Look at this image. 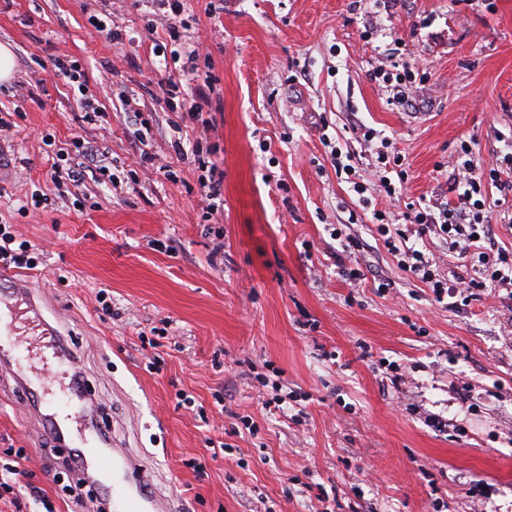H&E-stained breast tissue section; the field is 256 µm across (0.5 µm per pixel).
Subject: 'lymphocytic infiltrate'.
<instances>
[{"mask_svg":"<svg viewBox=\"0 0 512 512\" xmlns=\"http://www.w3.org/2000/svg\"><path fill=\"white\" fill-rule=\"evenodd\" d=\"M359 139L365 152L374 157L378 168V192L388 206L374 210L378 232L385 247L400 257L401 269L431 288L435 301L448 296L472 297L475 290L491 288L512 297V251L500 249L485 252L484 242L490 232L491 205L485 193L494 185L502 194L512 193V180L503 178V170H512V148L497 155L491 163L480 166L473 159L468 145H461L456 160L457 173L449 188L454 202L404 204L402 214H395L394 205L401 202L402 192L389 172L401 167L402 160L388 138L364 127ZM402 203V202H401ZM439 235L451 253L475 258L478 274L472 278L442 273L436 262L417 242L425 233Z\"/></svg>","mask_w":512,"mask_h":512,"instance_id":"lymphocytic-infiltrate-1","label":"lymphocytic infiltrate"}]
</instances>
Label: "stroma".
Instances as JSON below:
<instances>
[{
    "instance_id": "35a3bbf8",
    "label": "stroma",
    "mask_w": 512,
    "mask_h": 512,
    "mask_svg": "<svg viewBox=\"0 0 512 512\" xmlns=\"http://www.w3.org/2000/svg\"><path fill=\"white\" fill-rule=\"evenodd\" d=\"M182 3L173 39L159 0H0L16 58L0 84L14 121L0 134V225L32 245L42 315L79 356L113 444L182 512H512V298L436 302L317 131L327 120L369 187L375 161L353 126L388 136L406 203L445 191L461 143L489 164L512 132V0ZM193 38L208 57L183 56ZM59 58L79 62L97 121ZM402 60L426 74L413 113L371 78ZM171 61L213 76V131L167 105ZM76 137L111 174L62 195L49 157ZM196 143L224 174L212 214ZM335 229L374 246L357 287L337 273ZM277 395L283 410L266 408ZM46 441L25 392L1 381L0 468L17 463L21 489L0 512H35L33 486L53 512H94L95 492L81 487L80 506L68 492L66 448ZM213 442L228 449L210 459ZM202 456L199 478L187 461Z\"/></svg>"
}]
</instances>
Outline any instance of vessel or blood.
<instances>
[{"mask_svg":"<svg viewBox=\"0 0 512 512\" xmlns=\"http://www.w3.org/2000/svg\"><path fill=\"white\" fill-rule=\"evenodd\" d=\"M39 312L33 278L0 269V376L10 375L16 387L26 390L28 407L42 430L81 449L86 460L81 475L103 485L113 512H172V504L163 503L156 491L155 474L144 459L121 448L105 447L103 438L85 436L84 429L98 405L79 382L81 372L75 358L67 360L74 382L60 406L50 405L47 391L33 387L20 365L14 335L22 317Z\"/></svg>","mask_w":512,"mask_h":512,"instance_id":"obj_1","label":"vessel or blood"}]
</instances>
